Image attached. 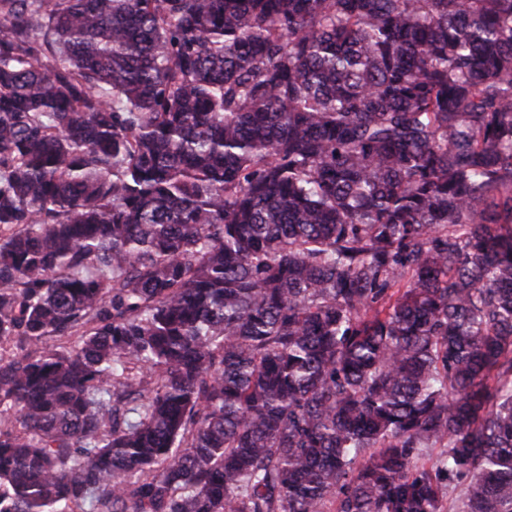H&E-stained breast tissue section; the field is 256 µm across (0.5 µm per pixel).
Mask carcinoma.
Wrapping results in <instances>:
<instances>
[{"instance_id": "obj_1", "label": "carcinoma", "mask_w": 512, "mask_h": 512, "mask_svg": "<svg viewBox=\"0 0 512 512\" xmlns=\"http://www.w3.org/2000/svg\"><path fill=\"white\" fill-rule=\"evenodd\" d=\"M0 348V512H512V0H0Z\"/></svg>"}]
</instances>
